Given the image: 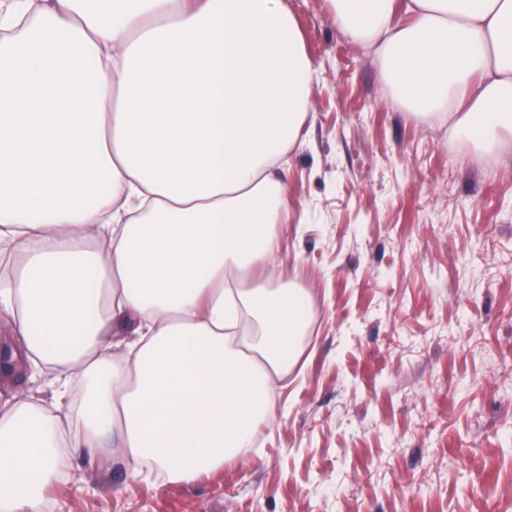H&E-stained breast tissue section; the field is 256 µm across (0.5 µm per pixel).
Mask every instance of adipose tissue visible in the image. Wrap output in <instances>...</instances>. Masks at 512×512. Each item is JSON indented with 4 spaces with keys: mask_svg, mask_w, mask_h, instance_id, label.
Segmentation results:
<instances>
[{
    "mask_svg": "<svg viewBox=\"0 0 512 512\" xmlns=\"http://www.w3.org/2000/svg\"><path fill=\"white\" fill-rule=\"evenodd\" d=\"M408 111L512 132V0H330ZM0 0V512L82 452L191 483L244 461L306 322L270 268L317 67L286 0ZM261 279H254V272Z\"/></svg>",
    "mask_w": 512,
    "mask_h": 512,
    "instance_id": "adipose-tissue-1",
    "label": "adipose tissue"
}]
</instances>
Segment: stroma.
<instances>
[{"label":"stroma","mask_w":512,"mask_h":512,"mask_svg":"<svg viewBox=\"0 0 512 512\" xmlns=\"http://www.w3.org/2000/svg\"><path fill=\"white\" fill-rule=\"evenodd\" d=\"M279 281L309 330L247 460L190 484L79 456L47 512H512V153L407 112L327 0Z\"/></svg>","instance_id":"35a3bbf8"}]
</instances>
